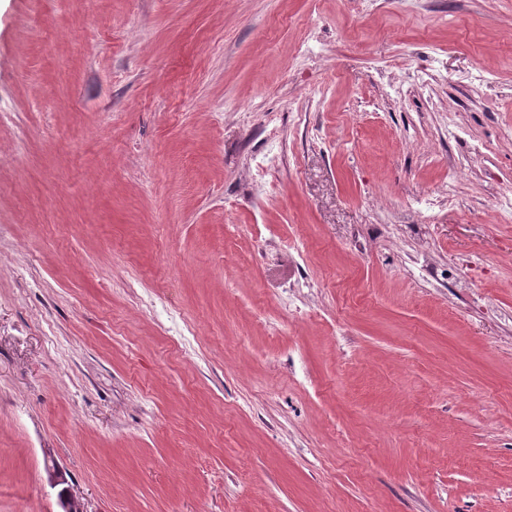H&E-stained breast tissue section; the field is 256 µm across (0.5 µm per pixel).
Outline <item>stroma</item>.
Masks as SVG:
<instances>
[{
    "mask_svg": "<svg viewBox=\"0 0 512 512\" xmlns=\"http://www.w3.org/2000/svg\"><path fill=\"white\" fill-rule=\"evenodd\" d=\"M512 512V0H0V512Z\"/></svg>",
    "mask_w": 512,
    "mask_h": 512,
    "instance_id": "obj_1",
    "label": "stroma"
}]
</instances>
